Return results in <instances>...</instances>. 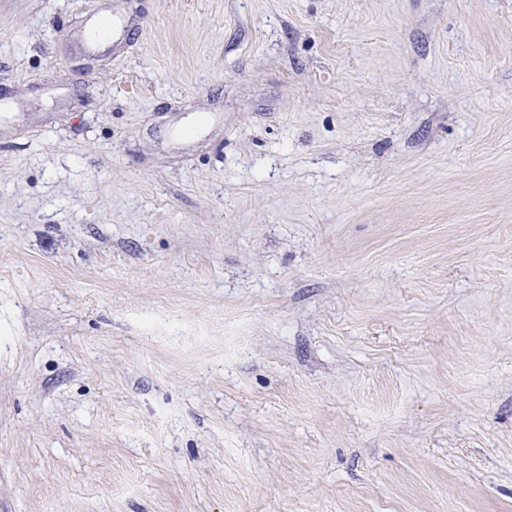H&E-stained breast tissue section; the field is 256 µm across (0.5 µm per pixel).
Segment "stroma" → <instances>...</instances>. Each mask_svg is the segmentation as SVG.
<instances>
[{
  "label": "stroma",
  "mask_w": 512,
  "mask_h": 512,
  "mask_svg": "<svg viewBox=\"0 0 512 512\" xmlns=\"http://www.w3.org/2000/svg\"><path fill=\"white\" fill-rule=\"evenodd\" d=\"M0 93V512H512V0H0ZM89 27L87 29L83 50L85 53L94 55L100 52L111 40L118 42L122 40L127 31V24L121 19H114L112 22V34L105 36L100 29L99 21L94 15L88 17Z\"/></svg>",
  "instance_id": "stroma-1"
}]
</instances>
